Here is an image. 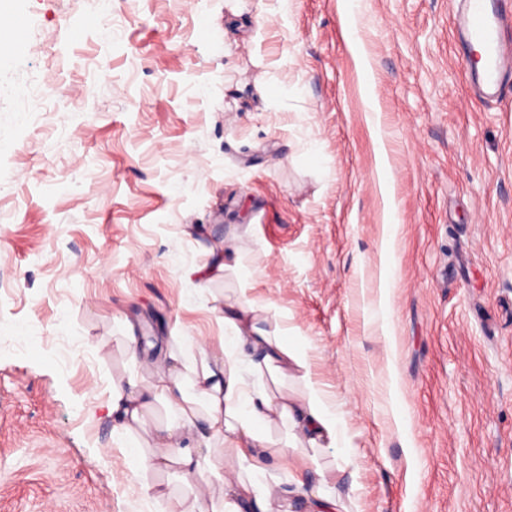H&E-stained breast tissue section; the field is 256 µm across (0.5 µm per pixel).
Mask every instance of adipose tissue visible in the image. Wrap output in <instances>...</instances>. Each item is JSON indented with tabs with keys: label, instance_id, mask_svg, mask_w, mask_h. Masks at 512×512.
I'll return each mask as SVG.
<instances>
[{
	"label": "adipose tissue",
	"instance_id": "adipose-tissue-1",
	"mask_svg": "<svg viewBox=\"0 0 512 512\" xmlns=\"http://www.w3.org/2000/svg\"><path fill=\"white\" fill-rule=\"evenodd\" d=\"M256 312L247 302L226 311L227 334L219 346L180 338L165 364L127 384H112L104 404L122 436L143 428L156 401L169 405L173 418L154 431V452L135 453L134 462L173 470L186 481L201 478L189 512H288L285 491L266 479L267 460L286 456L266 432L274 419L287 421L293 439L310 447L336 445V414L316 388H309L301 406L268 390L267 380L291 371L309 378V365L287 337L258 328ZM228 458L235 459L236 470L225 467Z\"/></svg>",
	"mask_w": 512,
	"mask_h": 512
}]
</instances>
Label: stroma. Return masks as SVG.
<instances>
[{
	"label": "stroma",
	"mask_w": 512,
	"mask_h": 512,
	"mask_svg": "<svg viewBox=\"0 0 512 512\" xmlns=\"http://www.w3.org/2000/svg\"><path fill=\"white\" fill-rule=\"evenodd\" d=\"M459 2L111 0L107 28L8 0L0 512H180L103 404L126 336L216 345L243 297L309 363L274 394L315 383L342 421L280 481L312 454L336 512H512V90L475 97ZM228 237L237 265L187 281Z\"/></svg>",
	"instance_id": "1"
}]
</instances>
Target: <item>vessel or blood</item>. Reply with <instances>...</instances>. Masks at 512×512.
Returning <instances> with one entry per match:
<instances>
[{
	"instance_id": "obj_1",
	"label": "vessel or blood",
	"mask_w": 512,
	"mask_h": 512,
	"mask_svg": "<svg viewBox=\"0 0 512 512\" xmlns=\"http://www.w3.org/2000/svg\"><path fill=\"white\" fill-rule=\"evenodd\" d=\"M452 25L464 51H479L475 75L486 99L500 96L512 82V0H462Z\"/></svg>"
}]
</instances>
